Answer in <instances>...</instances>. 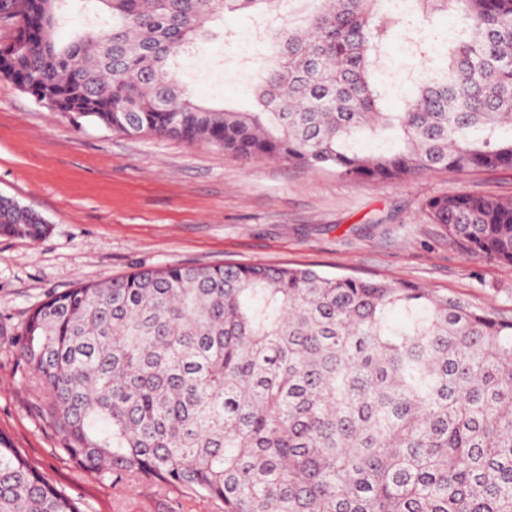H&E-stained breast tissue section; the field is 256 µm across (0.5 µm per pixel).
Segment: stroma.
I'll return each mask as SVG.
<instances>
[{
  "label": "stroma",
  "mask_w": 512,
  "mask_h": 512,
  "mask_svg": "<svg viewBox=\"0 0 512 512\" xmlns=\"http://www.w3.org/2000/svg\"><path fill=\"white\" fill-rule=\"evenodd\" d=\"M246 14L228 13L229 42L185 62L196 99L249 109L255 55ZM224 52L223 70L211 67ZM512 198V170L439 171L365 184L330 170L244 160L204 143L126 135L48 111L0 80V195L39 212L49 233L0 237V434L81 512H220L211 497L136 475L82 468L41 417V392L14 342L29 311L80 282L166 266L262 263L408 281L512 317V266L471 253L420 210L439 193Z\"/></svg>",
  "instance_id": "obj_1"
}]
</instances>
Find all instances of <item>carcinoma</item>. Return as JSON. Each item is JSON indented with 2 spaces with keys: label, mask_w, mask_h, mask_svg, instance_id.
<instances>
[{
  "label": "carcinoma",
  "mask_w": 512,
  "mask_h": 512,
  "mask_svg": "<svg viewBox=\"0 0 512 512\" xmlns=\"http://www.w3.org/2000/svg\"><path fill=\"white\" fill-rule=\"evenodd\" d=\"M106 16L67 43L75 3ZM0 0V78L50 112L371 184L512 168V0ZM248 12L252 112L206 106L179 58ZM451 19V36L437 20ZM412 62L386 86L394 41ZM401 101L398 112L390 100ZM377 142L362 148L363 139ZM421 210L512 265V200ZM0 196V236L43 239ZM18 354L89 471L203 493L221 512H512V319L404 281L233 264L140 268L49 295ZM0 512H80L0 435Z\"/></svg>",
  "instance_id": "obj_1"
}]
</instances>
